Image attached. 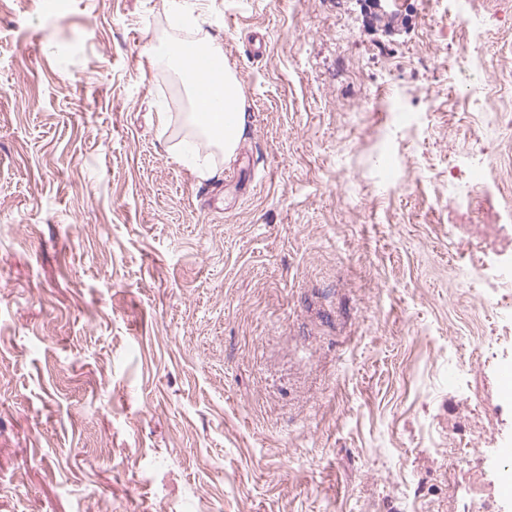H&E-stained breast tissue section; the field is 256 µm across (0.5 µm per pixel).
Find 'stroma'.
Instances as JSON below:
<instances>
[{"mask_svg": "<svg viewBox=\"0 0 512 512\" xmlns=\"http://www.w3.org/2000/svg\"><path fill=\"white\" fill-rule=\"evenodd\" d=\"M182 3L0 0V512H469L512 481V328L448 175L484 154L512 214V0L478 40L456 0H211L230 162L149 56Z\"/></svg>", "mask_w": 512, "mask_h": 512, "instance_id": "stroma-1", "label": "stroma"}]
</instances>
